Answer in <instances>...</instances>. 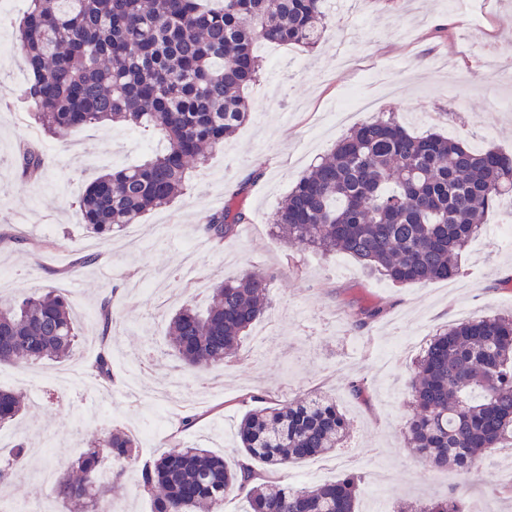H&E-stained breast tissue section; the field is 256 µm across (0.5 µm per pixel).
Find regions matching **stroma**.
<instances>
[{
    "label": "stroma",
    "instance_id": "obj_1",
    "mask_svg": "<svg viewBox=\"0 0 512 512\" xmlns=\"http://www.w3.org/2000/svg\"><path fill=\"white\" fill-rule=\"evenodd\" d=\"M14 24L0 27V271L11 272V297L37 289L65 295L79 318V338L64 368L66 390L43 382L41 364H0V388L20 389L29 408L0 425L7 446L18 439L45 442L31 452L23 473L0 488V512H41L39 475L62 472L87 445L115 429L134 435L142 459L153 461L186 446L231 455L241 418L255 397L281 403L310 391L335 399L351 423L346 447L291 465L282 477L292 486L331 482L345 472L377 470L386 481L388 507L466 494L489 512H512L501 491L495 456L466 475L416 458L403 441L409 408L407 381L420 346L437 330L480 315L512 311V247L495 239L504 204L488 213L483 251L461 257L456 289L435 281L395 287L356 259L289 250L271 217L296 181L352 127L332 112L369 97V116L395 113L414 134L437 132L512 153V83L483 73L485 54L512 64V0H363L358 16L331 10L327 30L312 49L261 43L264 74L248 92L251 116L207 164L192 169L173 204L149 212L139 226L147 238L135 254L121 251L125 232L96 243L78 200L115 164L131 165L155 138L120 125L75 130L53 142L39 182L26 178L13 157L27 141L13 100L27 79L11 52ZM236 199L246 213L222 247L206 244L203 213ZM97 258L84 262L89 244ZM252 270L271 273L267 319L276 323L263 351L245 337L231 366L177 374L165 340L170 316L182 306H209L211 288L224 277ZM111 299L118 334L112 340L116 382L102 388L89 375L102 340L97 310ZM377 304L383 316L357 331L350 307ZM138 378L154 388L182 379L183 397L131 405L126 383ZM364 380L368 401L355 400L347 384ZM197 420L182 426L186 414Z\"/></svg>",
    "mask_w": 512,
    "mask_h": 512
}]
</instances>
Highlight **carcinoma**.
I'll return each mask as SVG.
<instances>
[{
  "mask_svg": "<svg viewBox=\"0 0 512 512\" xmlns=\"http://www.w3.org/2000/svg\"><path fill=\"white\" fill-rule=\"evenodd\" d=\"M29 0L16 31L28 72L27 100L50 138L73 130L121 124L164 142L142 163L113 167L79 199L84 224L99 239L139 224L183 191L187 170L206 161L248 119L246 91L264 63L255 44L315 46L323 37L325 0ZM25 176L40 177L46 157L24 143ZM512 192V154L474 150L440 134L414 135L397 119L354 126L330 154L295 184L277 211V234L297 250L349 255L394 286L449 280L462 251L478 235L497 199ZM246 222L232 203L201 217L216 246ZM210 306H184L166 339L188 368L222 367L266 312L267 275L248 271L212 288ZM379 306L351 313L363 327ZM103 348L91 376L107 387L112 374V301L101 302ZM78 337L67 298L55 291L0 301V364H34L69 356ZM412 414L404 426L414 456L465 473L488 453L512 448V314L454 323L429 341L409 380ZM24 395L0 390V424L14 421ZM350 423L333 400L298 396L256 408L241 419L236 459L185 448L139 463L135 439L115 430L92 443L56 478L51 494L63 512H103L113 482L133 472L151 494L153 512H223L244 496L247 512H356L360 477L347 473L292 487L274 473L343 447ZM27 442L0 466V485L24 467ZM394 512H465L451 495L398 504Z\"/></svg>",
  "mask_w": 512,
  "mask_h": 512,
  "instance_id": "carcinoma-1",
  "label": "carcinoma"
}]
</instances>
